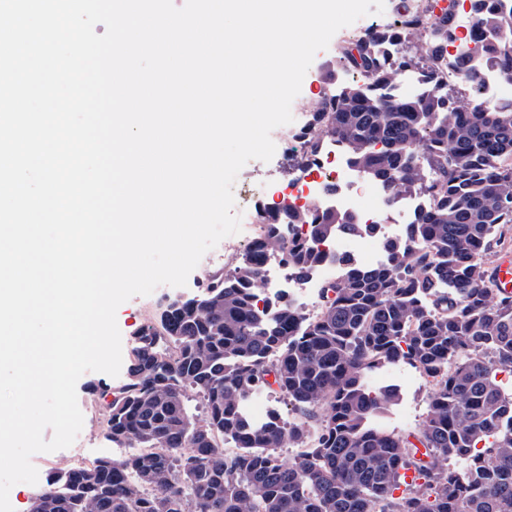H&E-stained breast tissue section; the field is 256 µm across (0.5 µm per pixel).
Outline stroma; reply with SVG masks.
Listing matches in <instances>:
<instances>
[{
    "label": "stroma",
    "instance_id": "1",
    "mask_svg": "<svg viewBox=\"0 0 512 512\" xmlns=\"http://www.w3.org/2000/svg\"><path fill=\"white\" fill-rule=\"evenodd\" d=\"M287 173L288 163L279 153L274 154L267 162L249 161L240 171L233 187L236 212L244 210L249 182L278 186L284 184ZM221 254L222 250L218 247L207 252L190 274L187 285L181 289L162 285L152 294L133 297L118 308L116 320L122 337L123 358L131 357L137 333L155 316L166 296L177 291L184 295L200 293L206 274L221 265ZM122 382V377H112L100 372H87L80 377L77 398L84 418L83 428L69 448L32 456L31 462L39 474L38 482L34 485L20 483L11 489L9 500L14 512H30L38 484L46 483L53 471L73 466L83 458L92 461L112 456V444L104 433L105 409L99 390L104 386H119ZM368 382L374 387L392 385L398 390V400L382 416V422L387 429L403 434L418 430L424 417V400L428 391L419 370L407 364L388 365L373 372Z\"/></svg>",
    "mask_w": 512,
    "mask_h": 512
}]
</instances>
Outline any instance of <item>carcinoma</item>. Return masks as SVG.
Here are the masks:
<instances>
[{
    "mask_svg": "<svg viewBox=\"0 0 512 512\" xmlns=\"http://www.w3.org/2000/svg\"><path fill=\"white\" fill-rule=\"evenodd\" d=\"M428 2L344 46L337 65L362 82L311 119L360 173L432 202L385 241L383 264L334 259L308 316L284 289L259 292L268 258L305 280L321 246L375 225L324 209L298 237L302 218L268 200L281 221L138 332L105 418L112 445L131 453L52 474L31 512H512V393L498 380L512 374V294L489 260L512 245V106L485 97L467 65L457 0ZM469 8L477 52L512 81V14L494 0ZM443 64L463 90L437 84ZM407 70L427 95L390 93ZM399 363L434 381L409 434L380 423L395 389L366 382ZM264 392L300 419L256 421L246 406ZM281 448L300 452L287 464Z\"/></svg>",
    "mask_w": 512,
    "mask_h": 512,
    "instance_id": "carcinoma-1",
    "label": "carcinoma"
}]
</instances>
